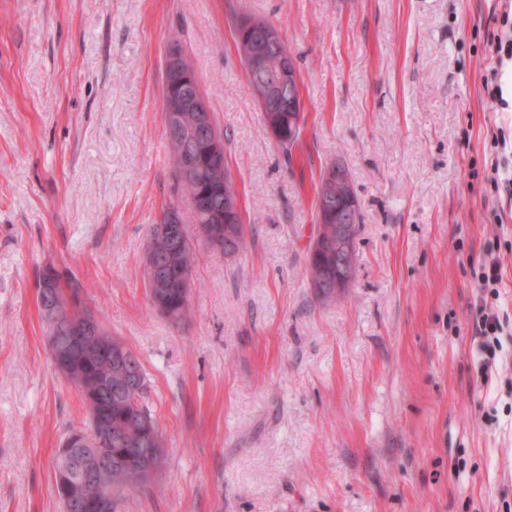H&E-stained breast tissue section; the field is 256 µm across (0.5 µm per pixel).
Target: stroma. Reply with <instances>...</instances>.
<instances>
[{"instance_id":"obj_1","label":"stroma","mask_w":512,"mask_h":512,"mask_svg":"<svg viewBox=\"0 0 512 512\" xmlns=\"http://www.w3.org/2000/svg\"><path fill=\"white\" fill-rule=\"evenodd\" d=\"M504 0H0V512H62L55 454L86 411L54 368L35 273L69 271L140 359L165 440L118 512H512V204L486 178L512 140L485 35ZM272 21L300 75L292 164L237 54ZM182 41L226 137L247 247H198L190 319L147 299L173 191L162 97ZM499 158L512 167V153ZM362 207L354 283L305 274L329 163ZM499 256L505 358L478 374L471 266Z\"/></svg>"}]
</instances>
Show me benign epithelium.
I'll return each mask as SVG.
<instances>
[{
  "instance_id": "obj_1",
  "label": "benign epithelium",
  "mask_w": 512,
  "mask_h": 512,
  "mask_svg": "<svg viewBox=\"0 0 512 512\" xmlns=\"http://www.w3.org/2000/svg\"><path fill=\"white\" fill-rule=\"evenodd\" d=\"M248 29L252 38L238 41V53L249 75L263 73L274 69L279 73V80L274 83L257 82L253 86V97L263 113L270 137L279 142L285 134V128L295 129L301 125L303 103L298 92L299 77L295 63L284 51L285 40L281 31L265 22L251 21ZM165 78L167 85L178 90L168 98L164 105L165 125L168 137L180 136L185 127V113H192V129L195 133L212 125L213 113L205 96L197 91L196 77L185 66L184 55L178 51L170 52L165 61ZM210 193L224 199V223L236 224L240 218V205L236 188L225 182L211 188ZM357 205L355 190L344 167L337 163L327 165L322 173L320 191L317 197L318 217L322 224H336V240L318 237L314 252L336 248V295H342L354 282L356 268L347 262L354 249L353 236L348 229L337 224L345 220ZM163 233L170 237L185 238L184 227L177 207L167 210ZM148 273L150 283V303L157 311H165L162 291L168 288L179 290L181 302L185 305L189 297L191 273L180 268L169 259H163L154 251H148ZM45 320L56 328L71 306L62 302L48 289L39 290ZM72 341L76 345L92 343L98 355L108 354L110 358L120 361L122 353L112 352L111 332L97 317L82 320L73 325Z\"/></svg>"
}]
</instances>
